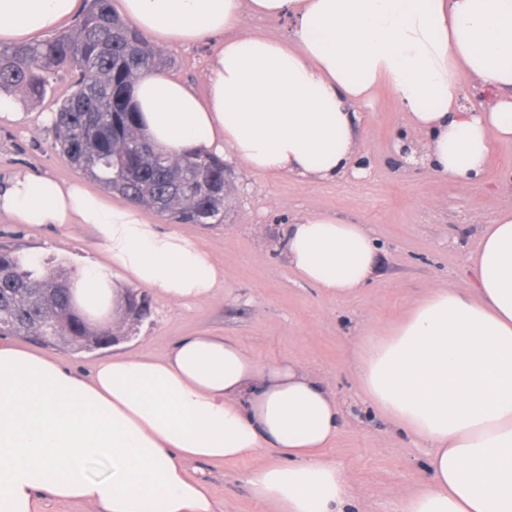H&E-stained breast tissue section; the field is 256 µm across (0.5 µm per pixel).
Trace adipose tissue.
Segmentation results:
<instances>
[{
  "instance_id": "ef3b65f1",
  "label": "adipose tissue",
  "mask_w": 512,
  "mask_h": 512,
  "mask_svg": "<svg viewBox=\"0 0 512 512\" xmlns=\"http://www.w3.org/2000/svg\"><path fill=\"white\" fill-rule=\"evenodd\" d=\"M124 18L163 45L218 37L205 96L144 73L133 102L143 133L168 154H230L257 175L329 177L351 168L359 108L386 83L427 140L438 173L483 175L491 141L512 142V0H120ZM79 0H0V42L65 26ZM284 18L287 37L239 32L243 13ZM465 70L488 107L459 103ZM19 224H85L107 263L79 269L74 304L108 321L120 301L110 271L175 303L216 294L224 267L136 207L84 186L19 173L0 185V214ZM368 227L328 213L296 216L288 265L346 297L370 280ZM474 285L434 288L390 329L358 339L367 404L428 450L426 483L397 512H512V207L484 225L469 258ZM342 408L293 361L263 363L237 339L200 332L163 356L101 360L89 377L0 341V512H37L40 495L94 512H216L190 461L252 469L251 497L270 512H353L358 493L323 451Z\"/></svg>"
}]
</instances>
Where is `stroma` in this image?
Listing matches in <instances>:
<instances>
[{"label":"stroma","mask_w":512,"mask_h":512,"mask_svg":"<svg viewBox=\"0 0 512 512\" xmlns=\"http://www.w3.org/2000/svg\"><path fill=\"white\" fill-rule=\"evenodd\" d=\"M211 49L208 42L167 47V74L195 93H205ZM55 97L19 103L20 120L0 118V181L25 171L84 181L100 191L99 183L86 181L54 148L53 125L45 116L55 112ZM401 134L422 146V136L412 130L407 114L383 85L373 106L361 109L356 128L354 155L365 160V176H258L232 160L223 223L176 226L145 212L150 223L163 230L178 228L223 262L224 288L187 306L144 289L147 315L138 320L115 315V344L94 350L54 347L51 355L86 375L103 357L140 351L159 356L182 337L215 331L239 339L261 362L288 359L302 364L342 405V427L324 454L360 489L359 512H396L400 492L426 481L427 451L365 403L357 378L356 341L400 321L429 289L472 287L468 257L478 248L481 228L512 206V197L495 189L512 180V143H493L484 175L462 183L401 157ZM317 212L367 225L376 239L377 264L360 293L329 295L289 267L284 250L288 225L295 216ZM0 246L37 263L53 259L69 270L86 258L106 259L90 230L80 224L32 227L1 218ZM273 458V452L264 451L247 461H191L187 468L207 483L218 512H264L251 499L246 476Z\"/></svg>","instance_id":"stroma-1"}]
</instances>
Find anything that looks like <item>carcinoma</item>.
<instances>
[{"label":"carcinoma","mask_w":512,"mask_h":512,"mask_svg":"<svg viewBox=\"0 0 512 512\" xmlns=\"http://www.w3.org/2000/svg\"><path fill=\"white\" fill-rule=\"evenodd\" d=\"M165 53L128 24L111 0H86L74 27L48 40L0 43V95L42 99L63 80L54 146L73 165L128 203L181 224L224 222V159L157 151L139 128L130 93ZM70 273L0 249V336H29L52 326L73 335L61 315Z\"/></svg>","instance_id":"carcinoma-1"}]
</instances>
